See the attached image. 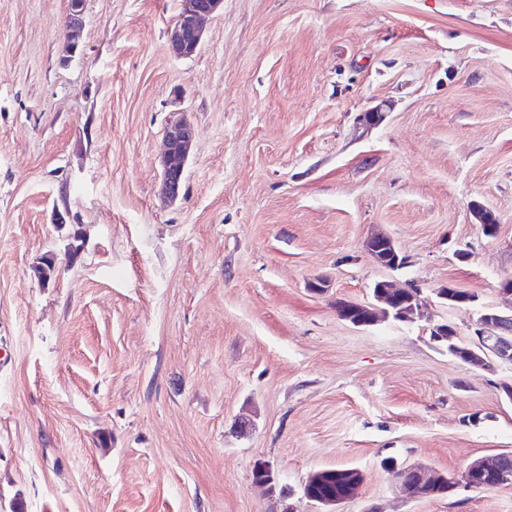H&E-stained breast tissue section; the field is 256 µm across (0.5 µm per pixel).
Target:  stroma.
Returning <instances> with one entry per match:
<instances>
[{
	"instance_id": "obj_1",
	"label": "stroma",
	"mask_w": 512,
	"mask_h": 512,
	"mask_svg": "<svg viewBox=\"0 0 512 512\" xmlns=\"http://www.w3.org/2000/svg\"><path fill=\"white\" fill-rule=\"evenodd\" d=\"M179 8L84 0L73 47L69 0H0V512H318L330 468L363 476L336 512H512V485L410 498L382 465L512 451V365L430 336L512 310V0H224L185 58ZM382 280L423 317H338ZM194 138V127L184 119L169 123L165 129L161 179L168 201L179 197ZM367 251L376 263L392 270L408 263V257L402 255L392 240L384 235L371 236L367 242ZM401 257H403L402 261ZM384 262L388 264L383 265Z\"/></svg>"
}]
</instances>
